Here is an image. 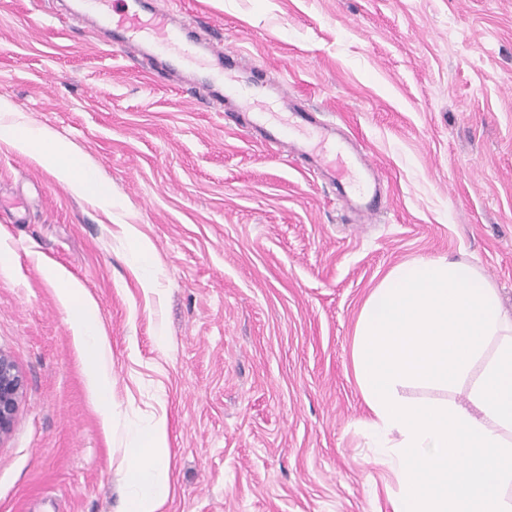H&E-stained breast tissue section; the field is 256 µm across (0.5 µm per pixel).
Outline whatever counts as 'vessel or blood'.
Wrapping results in <instances>:
<instances>
[{
	"instance_id": "b4317fda",
	"label": "vessel or blood",
	"mask_w": 512,
	"mask_h": 512,
	"mask_svg": "<svg viewBox=\"0 0 512 512\" xmlns=\"http://www.w3.org/2000/svg\"><path fill=\"white\" fill-rule=\"evenodd\" d=\"M139 0H124L121 8L98 11L95 23L100 30L112 34L121 43L129 46L151 45L153 53L144 57L143 68H152L155 60L170 56L194 65L202 77L207 91L206 103L216 112H226L227 102H235L237 111L246 113L248 125L264 134L267 142L286 148L288 154L297 159H308L310 163L327 173L337 195L357 194L359 209L363 216L376 212L381 204V187H354L336 174V168L328 160L331 152L346 153L344 146L337 143L327 126L318 124L313 112L295 109L288 117V124L278 127L269 124L263 113L253 111L256 96L264 88L263 81L242 83L234 76V66L224 54L222 46L210 44L207 52H200L195 41L183 27L172 20V12L165 0H151L147 8H139ZM315 131L325 149L320 153L309 152L296 140L295 131Z\"/></svg>"
}]
</instances>
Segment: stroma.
<instances>
[{
  "mask_svg": "<svg viewBox=\"0 0 512 512\" xmlns=\"http://www.w3.org/2000/svg\"><path fill=\"white\" fill-rule=\"evenodd\" d=\"M78 2L0 0V98L112 186L108 206L77 195L0 142V350L26 380L0 512L121 509L124 445L49 266L98 308L121 411L167 412L162 512H390L355 325L419 258L473 263L512 312V0H171L242 79L268 72L255 109L271 123L284 88L368 155L389 197L365 222L212 112L193 70L145 72L102 44Z\"/></svg>",
  "mask_w": 512,
  "mask_h": 512,
  "instance_id": "obj_1",
  "label": "stroma"
}]
</instances>
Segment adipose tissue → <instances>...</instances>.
Here are the masks:
<instances>
[{
	"instance_id": "adipose-tissue-1",
	"label": "adipose tissue",
	"mask_w": 512,
	"mask_h": 512,
	"mask_svg": "<svg viewBox=\"0 0 512 512\" xmlns=\"http://www.w3.org/2000/svg\"><path fill=\"white\" fill-rule=\"evenodd\" d=\"M0 141L51 169L76 194L108 203L112 190L56 132L20 122L0 99ZM69 315L106 421L126 441L121 512H160L170 491L167 418L124 424L111 390L110 345L97 308L47 269ZM353 372L369 415L367 445L399 490L391 512H512V312L491 280L464 260H410L366 299ZM466 386L467 401L410 399L405 386Z\"/></svg>"
}]
</instances>
